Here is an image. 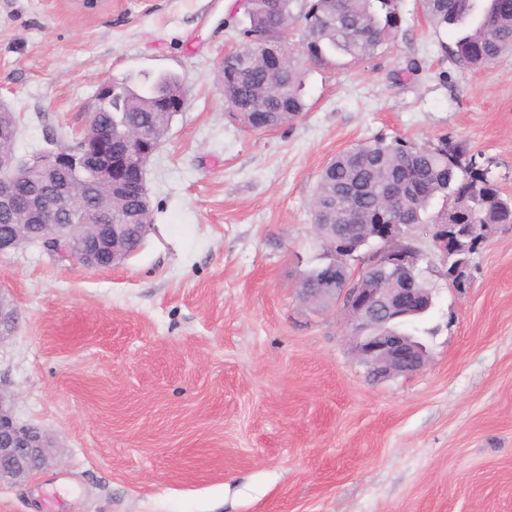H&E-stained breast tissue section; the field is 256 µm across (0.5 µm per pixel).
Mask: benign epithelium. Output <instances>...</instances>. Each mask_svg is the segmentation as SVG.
I'll use <instances>...</instances> for the list:
<instances>
[{
  "mask_svg": "<svg viewBox=\"0 0 512 512\" xmlns=\"http://www.w3.org/2000/svg\"><path fill=\"white\" fill-rule=\"evenodd\" d=\"M76 137L80 139L79 148L63 150L52 141L49 148L25 157L21 164L12 166L11 173L0 177V209L21 215L27 224L38 225L35 238L18 229L0 231V253L38 240L59 260L86 268L108 267L131 256L128 240L141 235L148 225L83 223L86 207H71L75 197L73 179L80 180L88 194L119 192L126 186V171L131 169L139 175L140 193L145 200V163L158 145H144L139 129L127 126L121 134V152L113 153L93 112L87 113ZM61 167L69 170L71 178L55 183L50 196L20 191L22 172ZM404 228L403 224H369L366 236L361 238L352 228L340 227L333 233L336 258H352L366 248L375 255L374 260L350 279L339 265H327L318 287L304 289L308 295L342 303L355 355L377 380L417 371L426 361L424 345L410 335L407 326L397 330L391 327L432 307L429 289L420 287L414 276L417 253L399 246ZM432 228L438 235L441 254L451 261L448 278L456 287H464L470 259H459L458 253L476 239L485 241L496 225L434 224ZM2 297L0 293V339L10 334L18 322L16 309ZM52 447L48 435L16 419L7 395L0 389V482H20L43 469Z\"/></svg>",
  "mask_w": 512,
  "mask_h": 512,
  "instance_id": "benign-epithelium-1",
  "label": "benign epithelium"
}]
</instances>
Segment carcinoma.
Wrapping results in <instances>:
<instances>
[{"mask_svg":"<svg viewBox=\"0 0 512 512\" xmlns=\"http://www.w3.org/2000/svg\"><path fill=\"white\" fill-rule=\"evenodd\" d=\"M437 30L451 29L455 41L440 43L455 65L479 69L512 51V0H421ZM246 24L234 14L225 25L239 27L246 52L224 55L225 114L248 131L257 130L254 112L267 113L266 129L297 119L305 110L302 89L306 60L317 63L333 55L354 59L371 56L400 22V0H241ZM302 26L305 39L281 60L277 82L267 80V54L288 43L291 25ZM112 96L97 102V119L112 128L138 127L150 141L163 140L170 116L165 100L187 97L180 79L162 74L143 81H112ZM18 117L0 111V152L17 158ZM459 145L439 138L427 145L377 137L360 142L332 158L322 170L311 200L312 223L340 224L351 214L356 224L393 220L386 195H399L414 226L404 229L402 244L414 247L416 225L430 202L448 201L432 224H512V196L502 194L487 171L472 162ZM134 195L112 203V221L125 224L138 213Z\"/></svg>","mask_w":512,"mask_h":512,"instance_id":"1","label":"carcinoma"}]
</instances>
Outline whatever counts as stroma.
Returning a JSON list of instances; mask_svg holds the SVG:
<instances>
[{
  "mask_svg": "<svg viewBox=\"0 0 512 512\" xmlns=\"http://www.w3.org/2000/svg\"><path fill=\"white\" fill-rule=\"evenodd\" d=\"M233 0H0V96L21 149L70 142L101 81L177 74L186 91L146 166L152 226L123 264L0 254L19 322L0 389L54 440L0 483V512H512V230L448 283L425 229L434 305L418 371L373 380L340 305L299 297L323 263L319 174L376 137L448 138L512 194V54L476 70L440 49L420 0L367 59L310 65L301 117L262 132L224 113L216 63Z\"/></svg>",
  "mask_w": 512,
  "mask_h": 512,
  "instance_id": "35a3bbf8",
  "label": "stroma"
}]
</instances>
